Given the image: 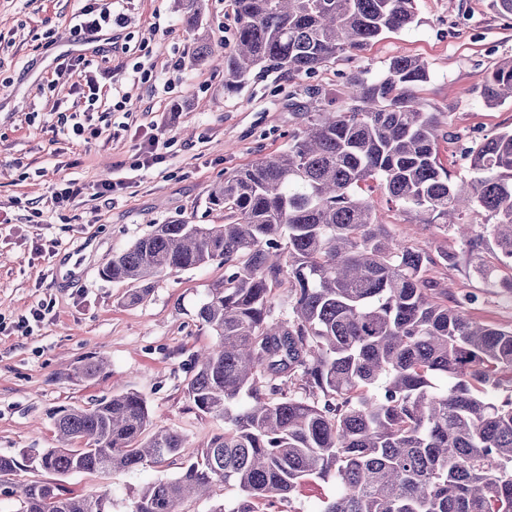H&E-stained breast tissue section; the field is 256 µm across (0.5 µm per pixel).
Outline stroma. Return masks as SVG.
<instances>
[{
    "label": "stroma",
    "mask_w": 512,
    "mask_h": 512,
    "mask_svg": "<svg viewBox=\"0 0 512 512\" xmlns=\"http://www.w3.org/2000/svg\"><path fill=\"white\" fill-rule=\"evenodd\" d=\"M80 6L0 0V456L54 447L57 407L134 391L146 398L152 427L184 436L185 461L224 431L223 420L198 413L185 393L193 354L216 341L196 310L223 280L224 265L168 273L135 305L126 302L125 285L101 277L102 266L152 225L224 223V210L208 200L216 183L286 149L298 113L313 109L317 96L334 99L347 76L384 72L396 55L428 64L431 78L417 94L452 135L439 144L440 160L453 181L470 179L461 142L512 130V101L489 107L476 92L487 70L512 58V17L492 10L489 0H417V26L386 33L356 59L338 58L293 81L270 73L228 95L221 59L234 46L232 0H205L201 27L213 57L197 66L189 63L194 40L175 0H128L124 26L102 30L92 53L70 38L69 21ZM77 58L89 63L103 93L127 96L124 111L92 114L102 134L86 140L64 135L63 117L53 110L55 100H78V89L48 87L58 64ZM139 61L154 63L155 79H133ZM154 135L167 143L163 161L134 169L140 146ZM67 179L84 192L56 201L53 191ZM104 180L114 182V191L94 198ZM375 202L394 237L435 257L430 275L449 298L474 297L468 316L512 328L511 292L488 287L466 266L440 263L442 252L462 248L452 233L417 223L383 197ZM35 208L42 221L33 220ZM40 303L49 307L45 319L17 331L18 319ZM102 357L106 373L75 377V369ZM176 472L146 463L109 477L71 474L63 482L82 495L111 491L113 512H128L144 485ZM337 491L335 479L315 478L289 506L269 512H321Z\"/></svg>",
    "instance_id": "obj_1"
}]
</instances>
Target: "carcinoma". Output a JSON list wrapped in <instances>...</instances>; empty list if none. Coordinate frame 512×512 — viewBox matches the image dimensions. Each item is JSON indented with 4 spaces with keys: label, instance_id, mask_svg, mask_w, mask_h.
I'll list each match as a JSON object with an SVG mask.
<instances>
[{
    "label": "carcinoma",
    "instance_id": "cac0c4a2",
    "mask_svg": "<svg viewBox=\"0 0 512 512\" xmlns=\"http://www.w3.org/2000/svg\"><path fill=\"white\" fill-rule=\"evenodd\" d=\"M177 2L199 30L204 0ZM233 6L227 93L270 72L308 77L417 23L416 0ZM211 56L197 37L192 62ZM429 79L428 64L405 55L381 76L350 77L335 109L304 113L287 149L211 188L209 204L231 222L156 224L102 267L129 285L134 305L169 272L224 263L197 309L216 343L194 356L185 387L224 433L175 476L143 486L128 512H179L221 485L241 499L211 512H266L328 477L339 491L323 512H512V329L435 300L431 254L390 235L370 195L378 188L419 223L453 231L463 250L443 253L444 264L469 263L512 290V277L498 279L512 268V131L462 148L474 176L454 184L439 159V115L416 95ZM479 94L491 106L512 99V59L483 77ZM475 209L487 216L481 231L466 220ZM53 419L62 446L0 456V476L22 461L60 476L169 466L184 447L168 428L145 434L147 401L133 391ZM20 512H112V496L33 482Z\"/></svg>",
    "mask_w": 512,
    "mask_h": 512
}]
</instances>
